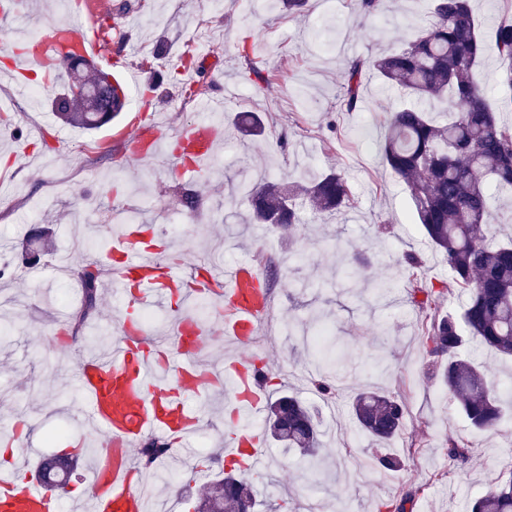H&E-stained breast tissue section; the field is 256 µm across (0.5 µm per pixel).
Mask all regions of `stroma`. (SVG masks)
<instances>
[{"label":"stroma","instance_id":"35a3bbf8","mask_svg":"<svg viewBox=\"0 0 512 512\" xmlns=\"http://www.w3.org/2000/svg\"><path fill=\"white\" fill-rule=\"evenodd\" d=\"M92 2L96 20L120 17L126 36L122 49L101 46L97 66L117 76L141 74L118 120L90 133L74 129L54 115L51 93L33 98L17 92L0 64V114L10 118L0 125V157L9 161L0 167V202L8 204L0 209V249L20 253L31 227H56L54 249L40 254L36 267L20 262L14 278L0 279V297L11 300L0 309V434L24 422L32 445L22 454L30 463L62 453L72 436L96 441V430L85 423L87 401L74 394V368L98 334H113L123 299L104 285L85 332L64 350L53 336L72 311L87 256H99L122 231L112 221L113 210L133 206L140 220L158 226L184 263L213 254L232 267L264 254L279 265L278 327L267 330L254 352L321 420L325 435L317 464L323 476L313 482L307 460L269 442L271 468L252 474L254 488L302 505L315 495L317 512H377L379 503L420 485L424 491L408 512H466L468 499L512 459V412L496 428H473L446 397L422 339L410 277L448 288L450 310L459 300L448 286L446 264L415 224L412 202L379 151L383 120L398 106V92L368 75L364 108L336 109L346 59L413 40L429 15L428 0H387L386 10L366 21L354 0H309L299 15L263 9L254 0ZM187 49L201 67L207 98L224 101L219 117L225 139L201 176L174 173L162 150L135 159L127 137L134 125L153 119L168 137L202 120L196 103L185 102L169 85L140 93L154 76L156 53L173 59ZM250 61L269 72V84L244 81ZM249 110L261 114L266 133L245 142L234 122ZM283 132L290 141L285 154L276 144ZM330 170L345 175L354 196L336 219L305 214L289 235L241 224L248 204L231 195L240 183L266 176L288 184ZM178 184L197 194V211L179 206L173 192ZM76 239L85 242V252L71 251ZM410 253L420 260L412 275L404 263ZM383 283L390 291L381 297L377 287ZM319 327L339 344L337 391L330 399L310 384L316 370L310 338ZM365 387L406 402L404 429L383 446L404 458L400 470L375 468V444L356 424L353 396ZM185 406L204 418L208 455L220 453L231 437L222 394L189 395ZM450 435L468 442L469 455L447 469L445 482L430 483L445 469Z\"/></svg>","mask_w":512,"mask_h":512}]
</instances>
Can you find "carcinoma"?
<instances>
[{"mask_svg": "<svg viewBox=\"0 0 512 512\" xmlns=\"http://www.w3.org/2000/svg\"><path fill=\"white\" fill-rule=\"evenodd\" d=\"M384 8L383 0H358L365 18L378 16ZM489 50L500 64L499 83L506 90L503 100L512 108V20L497 25L488 45L478 31L471 0H432L430 18L414 41L380 56L346 60L339 97L341 111H359L364 102L363 79L372 72L406 99L385 118L382 154L408 192L428 243L443 255L451 283L465 294L457 313L443 311L442 289L417 288L411 299L427 319L423 338L429 354L448 357L447 362L436 364L448 396L479 430L492 428L502 419L504 395L465 355L466 345L476 339L512 357V238L503 241L484 234L496 208L490 187L512 192V122L503 121L488 104L480 71ZM157 60L164 68L162 79L180 85L184 98L205 94L204 84L185 80V74L195 70L192 57L175 63L161 56ZM60 62L67 65L68 81H78L90 90L97 85L98 71L89 61L65 55ZM439 99L458 107L448 111L446 121L429 113ZM126 103L110 91L99 93L95 105L77 103L65 92L54 99L53 107L64 123L93 130L116 118ZM244 196L253 223L290 228L298 222L302 203H310L321 215L331 214L350 204L352 191L342 174L330 171L286 188L266 180L245 188ZM84 269L90 274L80 275L85 306L72 315L76 330L97 309L104 277L95 260L87 261ZM419 293L423 298H417ZM335 351V345L320 349L318 361L326 375L313 380L316 390L327 397L335 394L330 369ZM352 410L359 427L377 444L398 435L407 415L405 402L390 392H361ZM265 431L285 450H297L314 461L320 425L295 396L284 393L270 401ZM446 454L453 463L463 461L468 448L449 436ZM56 459L65 467L40 469L39 479L61 478L77 465L67 453ZM239 468L237 461H230L202 497L215 512H239L243 504L255 503L252 487ZM419 492V487L408 489L382 503L379 512H406ZM469 508L470 512H512V464Z\"/></svg>", "mask_w": 512, "mask_h": 512, "instance_id": "obj_1", "label": "carcinoma"}]
</instances>
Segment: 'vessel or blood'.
<instances>
[{
  "label": "vessel or blood",
  "instance_id": "1",
  "mask_svg": "<svg viewBox=\"0 0 512 512\" xmlns=\"http://www.w3.org/2000/svg\"><path fill=\"white\" fill-rule=\"evenodd\" d=\"M95 18L84 13L78 26L46 25L37 40L16 42L9 49L17 63L13 81L26 91L28 79L41 74L45 87L59 80L54 71L59 51L72 49L90 56L98 42L91 31ZM161 138L151 124L134 128L135 155H152ZM224 139L223 127L209 121L193 123L176 134L177 152L172 155L176 173H196L211 158ZM116 288L129 297L111 349L100 356L84 357L75 369V379L86 397V417L101 428L103 442L90 481L93 512H146V501L138 486L139 468L135 449L147 437L183 440L197 424L185 407L186 393L205 392L198 376L206 366L201 352L212 330L193 311L197 290L188 289L191 280L181 262L160 255L146 245L143 228L126 226L103 259ZM262 275L253 266H211L206 295L214 311L224 317V339L238 349L249 348L257 325L269 305L258 282ZM180 298L182 309L172 319L163 342H155L139 313L143 307ZM265 364L252 358L234 360L220 382L229 386L236 418L242 419L224 454L242 460L245 472L268 464L261 431L252 420L264 411ZM0 512H58L56 495L32 482L21 470L0 472Z\"/></svg>",
  "mask_w": 512,
  "mask_h": 512
}]
</instances>
